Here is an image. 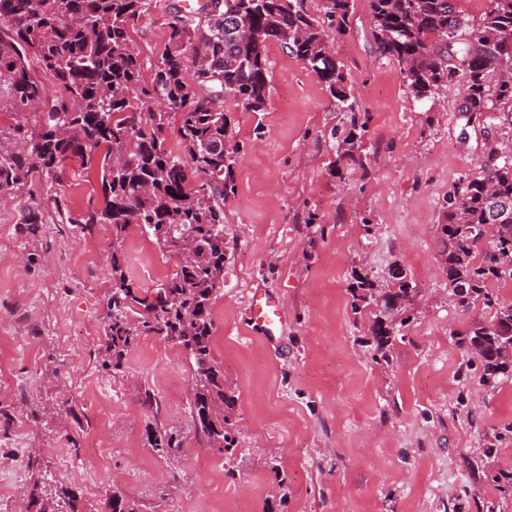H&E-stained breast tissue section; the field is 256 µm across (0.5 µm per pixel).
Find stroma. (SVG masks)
Instances as JSON below:
<instances>
[{
    "mask_svg": "<svg viewBox=\"0 0 512 512\" xmlns=\"http://www.w3.org/2000/svg\"><path fill=\"white\" fill-rule=\"evenodd\" d=\"M183 6L150 0L131 21L143 81ZM331 43L367 127L366 169L332 168L331 131L346 116L280 46L269 49L264 111L231 112L243 151L224 201L212 348L234 398L233 457L196 442L193 369L178 345L146 336L120 371L100 365L112 227L73 224L102 199L96 173L66 161V221L44 176L0 190V457L23 462L0 473V512H25L56 488L92 512L115 487L140 512H512V492L491 480L512 472V377L482 381L460 334L487 314L453 305L439 256L442 204L485 139L460 118L458 88L423 101L406 93L397 65L376 52L368 0H355ZM34 206L35 235L25 224ZM124 253L142 290L179 270L135 226ZM396 265L418 293L380 366L350 284L356 272L386 280ZM257 288L285 312L271 336L249 316ZM171 427L183 440L172 459L149 445Z\"/></svg>",
    "mask_w": 512,
    "mask_h": 512,
    "instance_id": "35a3bbf8",
    "label": "stroma"
}]
</instances>
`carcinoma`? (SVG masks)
<instances>
[{"label": "carcinoma", "mask_w": 512, "mask_h": 512, "mask_svg": "<svg viewBox=\"0 0 512 512\" xmlns=\"http://www.w3.org/2000/svg\"><path fill=\"white\" fill-rule=\"evenodd\" d=\"M306 0H204L169 23L152 80H141L140 51L129 21L149 0H0V91L16 110L20 148L0 149V189L37 172L54 181L64 162L100 164L103 202L88 200L77 223L84 230L112 225V288L106 299L102 366L118 372L140 338L159 336L181 347L193 364L189 414L199 446L233 456L234 399L224 390V368L213 358L212 306L224 284V198L234 191L235 141L224 97L253 112L265 109L270 93L268 49L273 43L310 68L327 85L350 130L337 140L336 159L366 169L363 134L356 133L359 104L342 65L330 53L324 25ZM352 0H323V16L341 35ZM472 23L455 0H369L380 56L399 67L406 92L417 100L441 86L457 85L469 115L466 124L484 129L487 147L475 169L461 176L445 199L440 258L452 303L465 312L478 303L488 313L471 323L463 343L477 359L483 381L512 377V303L499 288L512 285V154L499 131H512V0H490ZM204 62L195 80L187 62ZM55 81L48 95L39 72ZM497 81H492L494 74ZM41 102L44 110L28 107ZM177 124L178 151L164 147ZM496 225L491 237L486 226ZM138 226L180 271L150 291L126 275L122 244ZM192 244L182 245L184 233ZM354 297L371 309L376 363L388 352L417 290L396 267L379 284L355 276ZM150 446L176 454L179 433L163 430ZM60 500L32 497V512H59ZM100 512H139L117 487Z\"/></svg>", "instance_id": "cac0c4a2"}]
</instances>
